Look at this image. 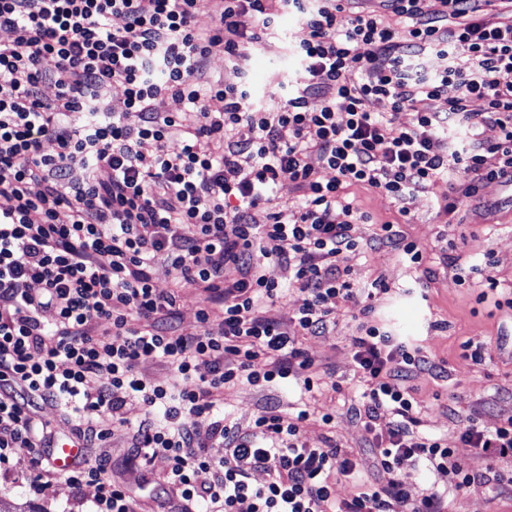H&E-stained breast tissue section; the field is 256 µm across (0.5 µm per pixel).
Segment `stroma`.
Returning <instances> with one entry per match:
<instances>
[{
	"label": "stroma",
	"mask_w": 512,
	"mask_h": 512,
	"mask_svg": "<svg viewBox=\"0 0 512 512\" xmlns=\"http://www.w3.org/2000/svg\"><path fill=\"white\" fill-rule=\"evenodd\" d=\"M297 35L295 17L282 16L274 36L251 48L240 70H233L218 53L211 58L208 77L228 82L244 79L262 104L277 105L298 69L293 48ZM354 193L370 219L353 227L361 248L349 262L350 275L360 284L386 279L389 292L377 294L371 301L375 320L393 335L418 346L428 362L427 368L415 371L409 380L423 406L421 429L447 438L458 457L473 459V449L460 439L458 417L473 418L490 428L499 414L512 410V308L501 305V293L490 292L481 300L476 291L455 286L453 278L484 264L495 278L512 282V189L498 182L483 183L475 200L458 203L451 213L443 209L448 194L444 180L402 201L359 187ZM402 213L408 217L400 227L402 234L425 248L426 264L433 271L421 293L413 291L414 275L401 253L376 242L380 224ZM452 224L473 226L475 238L464 246L450 247L448 227ZM152 281L161 293L178 289V324L185 331L196 330L202 290L178 286L174 271L161 258L152 268ZM350 316V310H342L335 329L303 341L304 348L340 389H327L315 396L316 414L305 422L302 436L311 446L333 436L342 446L360 452L367 467L371 458L362 452L365 432L348 411L357 383L350 347L355 330ZM468 343L485 346L480 365L464 359ZM297 399L296 393L284 388L231 386L224 390V409L229 420L245 430L264 407L275 405L289 414L294 412ZM325 413L333 415L334 427L323 424L321 416ZM120 416L125 426L112 428L110 439L85 448L83 455L90 461L108 457L113 477L136 495L137 512H157L164 461L155 460L149 467H134L128 462L130 426L144 418L145 410L138 401L130 400ZM32 474L29 468L0 470V512H94L95 487L73 489L65 472L59 471L43 478L38 491L33 492L29 489Z\"/></svg>",
	"instance_id": "1"
}]
</instances>
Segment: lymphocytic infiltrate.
I'll return each instance as SVG.
<instances>
[{"instance_id": "obj_1", "label": "lymphocytic infiltrate", "mask_w": 512, "mask_h": 512, "mask_svg": "<svg viewBox=\"0 0 512 512\" xmlns=\"http://www.w3.org/2000/svg\"><path fill=\"white\" fill-rule=\"evenodd\" d=\"M354 4L0 0V29L12 34L0 43V465L26 461L52 475L55 432L40 410L57 408L88 445L108 439L106 419L131 397L146 413L133 427L129 461L164 459L159 484L177 498L173 512H455L476 489L512 492V474L493 465L512 457V414L490 429L463 420L460 438L480 468L420 432L406 381L425 359L372 318L370 301L388 283L357 286L348 265L360 247L352 227L369 218L351 187L401 200L444 178L450 211L483 182L512 180V0ZM204 8L217 19L208 30L194 23ZM285 12L301 22V69L287 100L258 109L242 84L204 83L212 55L245 58ZM116 17L122 27H113ZM356 43L363 53H353ZM460 46L469 53L463 63ZM428 53L444 62L432 76L421 61ZM48 81L50 100L41 93ZM116 88L121 114L107 109ZM164 94L188 111H156ZM312 95L322 99L315 111ZM473 97L483 110L469 109ZM371 99L384 111H368ZM434 101L442 109H431ZM128 111L137 124L126 122ZM396 112L412 113L411 123L394 126ZM485 125L499 128L497 142L449 149V127ZM203 138L213 145L206 153L197 149ZM148 141L150 155L141 150ZM323 168L330 180L320 179ZM285 180L303 196L293 210L273 202ZM261 205L268 221L252 223ZM161 256L178 283L206 294L196 332L172 323L177 292L152 284ZM271 263L287 270V283L267 276ZM288 285L304 303L283 324L264 309ZM345 307L359 311L352 411L374 467L389 476L384 484L333 437L316 448L301 437L325 385L302 340L324 334ZM156 359L170 368L166 384L139 371ZM203 365L209 377L199 376ZM272 384L299 387L293 416L267 408L243 431L220 408L227 386ZM407 459L447 474V487L411 496L400 479ZM258 470L268 478L256 485ZM202 472L210 481H199ZM67 480L96 488V512H135L108 458L75 462ZM340 482L351 488L341 500Z\"/></svg>"}]
</instances>
